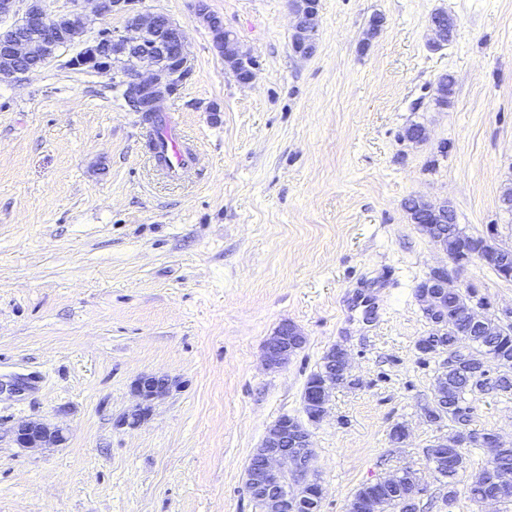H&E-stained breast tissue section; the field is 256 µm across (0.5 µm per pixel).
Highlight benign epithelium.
I'll return each mask as SVG.
<instances>
[{"label": "benign epithelium", "mask_w": 512, "mask_h": 512, "mask_svg": "<svg viewBox=\"0 0 512 512\" xmlns=\"http://www.w3.org/2000/svg\"><path fill=\"white\" fill-rule=\"evenodd\" d=\"M102 15L124 13L128 15L126 33H110L96 40L77 54L72 63L76 66L95 64L105 59L102 45L114 47L126 58L121 71L125 85L137 91L141 108L160 112L162 103L170 97L178 79L190 69L186 51L187 37L184 29L168 15L160 12L146 16L134 13L135 0H97ZM294 15L293 50L302 57H311L317 48L316 0H291ZM84 16L72 11L65 16H51L45 11L42 0H29L21 21L0 30V78L16 79L34 71L26 62L35 55H48L61 42L70 40L71 31H83ZM428 26L432 32V45L447 43L446 31L439 13L431 14ZM221 55L231 61L238 81L249 84L253 80L256 61L240 50L235 35L224 31ZM433 243L459 271L471 262L484 261V256L461 246H451L442 238ZM452 271V272H454ZM452 272L443 265L432 270V282L420 289L417 296L424 303L423 311L432 317L441 330H447L448 316L444 297L460 292L449 286ZM304 336L298 326L283 323L266 338L263 345L265 365L276 369L288 363L290 356ZM172 381L165 377L143 376L135 381L132 393L138 399L135 409L124 416L123 424L135 428L141 422L146 405L169 392ZM336 388V377L325 376L319 388L306 395V401L318 407L317 418H322L330 392ZM17 445L23 449L46 448L65 441L61 429L52 428L40 421H29L14 429ZM258 468L246 473V490L250 497L261 501L264 512H315L321 501L323 489L312 472L314 456L307 429L288 418H281L268 427L266 434L253 452ZM490 490L481 501H499L512 492L507 477L493 476Z\"/></svg>", "instance_id": "benign-epithelium-1"}]
</instances>
